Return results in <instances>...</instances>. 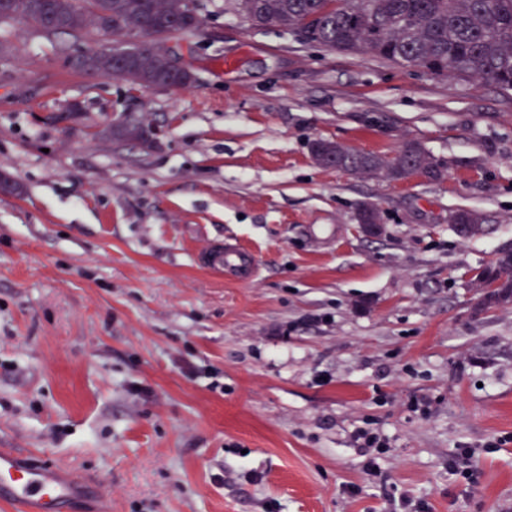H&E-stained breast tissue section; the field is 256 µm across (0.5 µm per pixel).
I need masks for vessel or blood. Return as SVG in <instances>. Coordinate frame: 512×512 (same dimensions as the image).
I'll return each mask as SVG.
<instances>
[{
    "instance_id": "obj_1",
    "label": "vessel or blood",
    "mask_w": 512,
    "mask_h": 512,
    "mask_svg": "<svg viewBox=\"0 0 512 512\" xmlns=\"http://www.w3.org/2000/svg\"><path fill=\"white\" fill-rule=\"evenodd\" d=\"M202 259L204 267L217 274L238 278L257 272L251 255L236 246H207ZM82 490L66 466L0 449V502L8 504L13 512H68Z\"/></svg>"
}]
</instances>
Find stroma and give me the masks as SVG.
<instances>
[{"label":"stroma","instance_id":"obj_1","mask_svg":"<svg viewBox=\"0 0 512 512\" xmlns=\"http://www.w3.org/2000/svg\"><path fill=\"white\" fill-rule=\"evenodd\" d=\"M195 6L186 88L74 70L97 29L0 26V448L68 466L73 512H512V301L476 279L512 251V91ZM317 139L446 171L326 169ZM217 243L256 277L206 271Z\"/></svg>","mask_w":512,"mask_h":512}]
</instances>
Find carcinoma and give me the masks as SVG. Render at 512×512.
<instances>
[{
	"mask_svg": "<svg viewBox=\"0 0 512 512\" xmlns=\"http://www.w3.org/2000/svg\"><path fill=\"white\" fill-rule=\"evenodd\" d=\"M255 27L276 26L306 40L347 53L370 52L402 66L421 67L435 77L478 78L512 90V0H231ZM22 19L48 34H79L93 27L104 32L143 37L139 50L127 52L120 41L72 61L81 70L96 67L117 77L122 71L143 70L147 88L156 79L178 86L184 78L173 74L157 55V44L178 34L199 31L202 19L185 11L183 0H0V24ZM146 130L126 121L113 130L117 138L141 142ZM340 167L352 174L381 171L391 180L414 173L431 179L444 175L417 141H406L390 160L337 146ZM375 169H370L368 163ZM512 266L505 252L480 279L491 285Z\"/></svg>",
	"mask_w": 512,
	"mask_h": 512,
	"instance_id": "1",
	"label": "carcinoma"
}]
</instances>
